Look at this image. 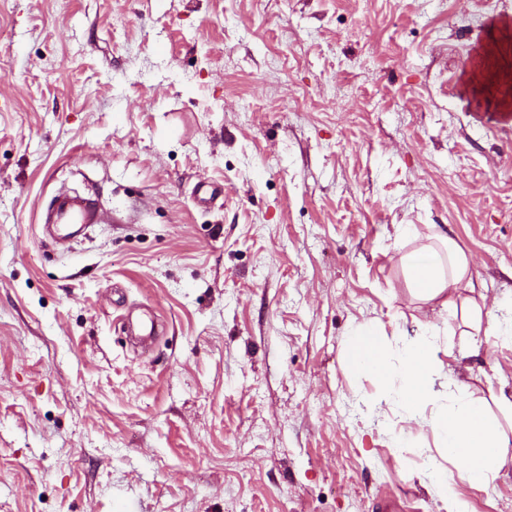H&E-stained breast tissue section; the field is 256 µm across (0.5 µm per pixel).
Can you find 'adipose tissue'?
I'll list each match as a JSON object with an SVG mask.
<instances>
[{
  "label": "adipose tissue",
  "mask_w": 512,
  "mask_h": 512,
  "mask_svg": "<svg viewBox=\"0 0 512 512\" xmlns=\"http://www.w3.org/2000/svg\"><path fill=\"white\" fill-rule=\"evenodd\" d=\"M438 240V246H421L402 255L400 261L416 299L428 308L452 314L469 279L470 260L448 235H439ZM347 349L350 369L386 389L408 423V432L394 437L397 446H406L411 433L428 428L434 444L422 447V454L434 451L459 465L476 488L488 487L504 467L512 466L503 428L504 421L512 422V395L501 392L486 399L436 391L434 377L443 368L436 335L402 341L399 361L394 364L386 337L365 323L352 330Z\"/></svg>",
  "instance_id": "obj_1"
}]
</instances>
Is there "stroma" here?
Masks as SVG:
<instances>
[{"instance_id":"35a3bbf8","label":"stroma","mask_w":512,"mask_h":512,"mask_svg":"<svg viewBox=\"0 0 512 512\" xmlns=\"http://www.w3.org/2000/svg\"><path fill=\"white\" fill-rule=\"evenodd\" d=\"M503 23L512 0H0V512H437L346 338L432 328L436 390L512 389V344L399 262L441 230L512 298V122L465 91ZM61 190L108 213L66 248ZM454 488L512 512V471Z\"/></svg>"}]
</instances>
